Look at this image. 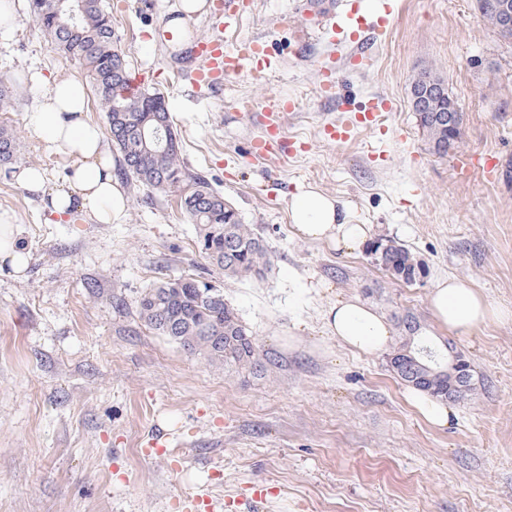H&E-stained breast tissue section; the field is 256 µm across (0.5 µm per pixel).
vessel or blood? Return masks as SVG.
I'll use <instances>...</instances> for the list:
<instances>
[{
	"instance_id": "obj_1",
	"label": "vessel or blood",
	"mask_w": 512,
	"mask_h": 512,
	"mask_svg": "<svg viewBox=\"0 0 512 512\" xmlns=\"http://www.w3.org/2000/svg\"><path fill=\"white\" fill-rule=\"evenodd\" d=\"M244 0H214L212 16L217 27L216 32L185 50L187 75L196 85L222 87L225 80L241 72H249L252 78H267L273 69L272 56L266 43L259 39H246L233 45L225 44L223 29L236 25L242 17ZM388 24L387 15L367 17L358 15L356 24L348 33L347 43L350 61L354 64L369 62L374 44L382 42ZM320 89L327 99L347 106L349 97L344 91L341 73H324L320 80ZM293 105L284 98L274 95L268 97L259 114L266 134L252 140L251 157L276 159L294 152L292 141L282 135L285 118L291 113ZM392 105L384 98L372 99L355 115L354 123L327 122L321 127L324 139L344 144L350 141L357 129H371L378 125L382 113L391 111Z\"/></svg>"
}]
</instances>
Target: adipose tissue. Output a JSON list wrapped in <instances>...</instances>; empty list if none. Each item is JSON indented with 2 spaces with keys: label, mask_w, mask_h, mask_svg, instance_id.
<instances>
[{
  "label": "adipose tissue",
  "mask_w": 512,
  "mask_h": 512,
  "mask_svg": "<svg viewBox=\"0 0 512 512\" xmlns=\"http://www.w3.org/2000/svg\"><path fill=\"white\" fill-rule=\"evenodd\" d=\"M25 88L36 104L28 115L30 128L47 151L74 160L72 180L76 190L51 195L50 212L62 216L77 203L98 223L120 221L127 200L106 160L101 131L87 118L88 96L83 82L63 76L47 84L40 75L33 74ZM288 210L292 230L302 239L324 242L349 253L372 243L369 226L351 223L336 198L318 187L309 186L293 195ZM28 260L13 214L0 210V264H9L14 274L20 275ZM430 308L439 325L456 333L470 332L507 315L506 310L495 306L470 281L460 277L437 281L431 290ZM323 321L329 336L363 353L383 351L392 340L385 317L356 298L329 304Z\"/></svg>",
  "instance_id": "obj_1"
}]
</instances>
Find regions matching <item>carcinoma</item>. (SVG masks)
Segmentation results:
<instances>
[{"label": "carcinoma", "instance_id": "carcinoma-1", "mask_svg": "<svg viewBox=\"0 0 512 512\" xmlns=\"http://www.w3.org/2000/svg\"><path fill=\"white\" fill-rule=\"evenodd\" d=\"M35 20L63 53L85 70L107 113L109 131L122 159V172L146 187L177 192L182 207L197 228V246L227 278H262L270 268L268 248L237 210L180 156L170 113L161 94L132 92L129 79H112L120 54L114 49L112 16L102 0H83L80 14L71 18L52 10L50 0H30ZM480 16L494 30L500 18L496 0H477ZM433 151L445 156L461 135H448L434 113L419 116ZM157 130L160 146L142 150L143 139ZM17 154L16 135L0 128V165ZM379 266L397 280L411 283L424 274L422 261L404 244L385 239L371 248ZM139 317L159 334L209 363L234 365L252 372L264 369L250 330L224 291L199 284L191 277L162 282L146 289L138 300ZM402 341L391 353V369L405 384L429 395L448 399V361L420 342L421 324L407 314L398 319Z\"/></svg>", "mask_w": 512, "mask_h": 512}]
</instances>
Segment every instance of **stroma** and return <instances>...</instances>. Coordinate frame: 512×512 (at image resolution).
<instances>
[{
  "instance_id": "35a3bbf8",
  "label": "stroma",
  "mask_w": 512,
  "mask_h": 512,
  "mask_svg": "<svg viewBox=\"0 0 512 512\" xmlns=\"http://www.w3.org/2000/svg\"><path fill=\"white\" fill-rule=\"evenodd\" d=\"M308 0H253L225 41L264 38L283 64L267 82L241 72L219 92L195 88L175 60L165 24L180 0H105L113 42L130 77L161 93L181 157L237 208L272 256L263 279L231 280L199 253L177 194L122 180L126 215L98 224L79 208L52 215L0 169V209L13 212L29 252L23 275L0 269V512H512V320L458 335L429 310L437 280H471L512 310V39L497 35L476 0H390L387 39L370 66L346 64L345 40L310 38L295 53ZM0 41V127L17 137L21 165L50 192L72 190L70 157L47 153L29 128L31 72L84 78L19 4ZM342 70L354 103L392 101L374 130L345 145L323 123L353 121L324 99V69ZM424 70L439 76L462 114V135L434 153L410 106ZM293 99L283 128L304 151L246 160L262 135L254 113L271 93ZM501 156L500 175L459 162ZM314 185L336 197L373 238H393L425 263L406 284L369 251L343 254L297 238L293 194ZM192 277L223 289L266 364L252 373L215 366L144 325L137 301L154 285ZM358 298L386 319L410 313L437 351L471 365L475 389L452 400L448 427L407 402L387 352L363 354L328 336L323 310Z\"/></svg>"
}]
</instances>
